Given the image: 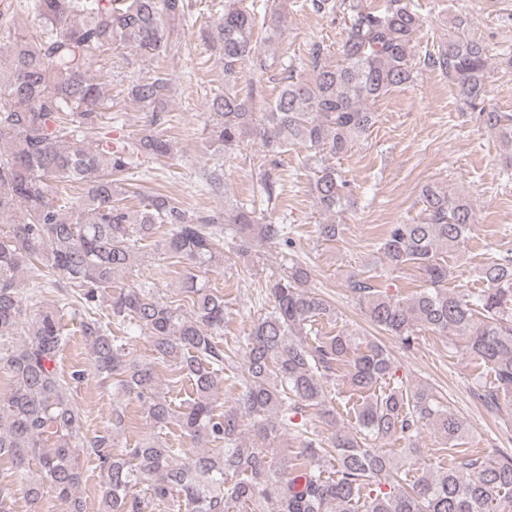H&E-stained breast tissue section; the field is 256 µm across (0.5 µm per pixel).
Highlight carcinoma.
Wrapping results in <instances>:
<instances>
[{
  "mask_svg": "<svg viewBox=\"0 0 512 512\" xmlns=\"http://www.w3.org/2000/svg\"><path fill=\"white\" fill-rule=\"evenodd\" d=\"M189 0H0V462L10 480L0 484V512H14L20 493L30 512H43L50 495L84 512L76 495L82 481L77 458L95 455L103 477L104 512H507L512 493V454L477 456L461 447L467 424L444 407L424 385L410 387L397 377L389 352L374 341L348 333L319 335L312 327L330 320L334 308L311 290L312 270L291 260L268 278L271 311L254 322L240 342L243 368L235 376L234 404L218 408L225 370L232 357L224 334V294L190 272L181 293L190 312L161 301L147 282L107 293L132 272L140 250L156 230L171 226L161 247L168 258L193 268L217 267L223 240L246 258L257 245L295 251L291 227L256 210L232 207L224 215L200 216L170 196L147 195L129 183L142 157L165 161L174 153L163 134L166 106L176 91L166 71L127 86L128 97L145 112L142 128L127 138L112 136L101 86L91 76L116 42L162 54H181ZM318 14H349L339 59L332 63L317 42L309 52L311 74L284 78L275 98L257 115L253 100L237 90L241 66L266 69L254 29L255 14L227 0L218 24L203 40L224 60V90L210 100L212 134L232 151L244 138L259 139L276 157L295 144L336 156L375 124L370 105L390 90L410 84L421 27L407 0H386L368 9L361 0H303ZM438 53L424 54L426 66L448 75L470 109L499 129L512 144V116L485 106L489 56L485 44L465 33L467 21ZM62 180L81 190L75 200L49 197V182ZM347 182L331 167L316 174L314 194L325 211L341 208ZM418 219L391 224L378 244L382 265L394 273L420 271L425 286L410 297L355 278L350 289L367 318L411 349L422 330L460 338L463 351L494 374L479 397L492 410L512 406V250L481 269L484 288L473 294L448 289L443 254L469 237L473 205L464 194L433 182L421 191ZM32 275L30 297L46 288L58 305L24 322L26 297L18 278ZM107 305L109 313L99 314ZM83 308L80 322L95 372L112 380V390L142 403L153 436L116 447L124 411L112 410L110 430L88 436L85 411L71 381L62 378L57 358L68 342L60 312ZM121 335H116V332ZM24 333L21 342L11 338ZM144 336L151 359L136 356L132 340ZM171 367L169 389L191 388L177 406L161 391L157 365ZM364 396L355 410L356 431L336 424L332 399L337 380ZM333 428L329 442L311 431L308 410ZM300 421H295V418ZM253 428L242 438L245 422ZM179 425L195 448L184 458L165 439ZM429 427L455 448L454 465L411 483L404 462L366 441L393 436L406 440L404 457L418 452L414 438ZM299 435L295 462L275 461L269 448L286 433ZM333 461L326 475V461ZM37 462L40 477L30 478Z\"/></svg>",
  "mask_w": 512,
  "mask_h": 512,
  "instance_id": "1",
  "label": "carcinoma"
}]
</instances>
